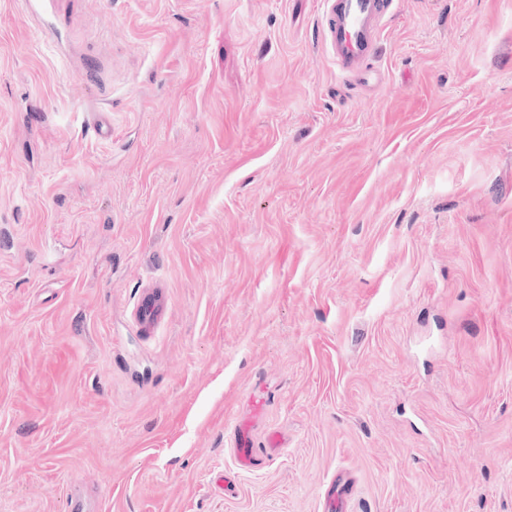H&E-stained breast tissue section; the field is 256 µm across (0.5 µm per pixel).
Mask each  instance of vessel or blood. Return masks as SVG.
<instances>
[{
    "mask_svg": "<svg viewBox=\"0 0 512 512\" xmlns=\"http://www.w3.org/2000/svg\"><path fill=\"white\" fill-rule=\"evenodd\" d=\"M393 0H322L325 29L322 38L339 70L359 84H370L373 76L366 61L374 48L380 24ZM251 415L234 429L233 452L240 466L252 465V426L266 406L263 394L250 398Z\"/></svg>",
    "mask_w": 512,
    "mask_h": 512,
    "instance_id": "1",
    "label": "vessel or blood"
}]
</instances>
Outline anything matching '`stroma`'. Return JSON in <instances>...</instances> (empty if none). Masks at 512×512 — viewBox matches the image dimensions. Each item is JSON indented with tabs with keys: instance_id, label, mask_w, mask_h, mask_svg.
Segmentation results:
<instances>
[{
	"instance_id": "stroma-1",
	"label": "stroma",
	"mask_w": 512,
	"mask_h": 512,
	"mask_svg": "<svg viewBox=\"0 0 512 512\" xmlns=\"http://www.w3.org/2000/svg\"><path fill=\"white\" fill-rule=\"evenodd\" d=\"M321 22L0 0V512H512V0ZM393 0H322V38L343 75L369 85L373 76L365 65L380 24ZM251 414L240 421L234 429L233 452L240 466L249 468L253 459L252 426L256 419L262 415L266 406V399L262 392L250 397Z\"/></svg>"
}]
</instances>
